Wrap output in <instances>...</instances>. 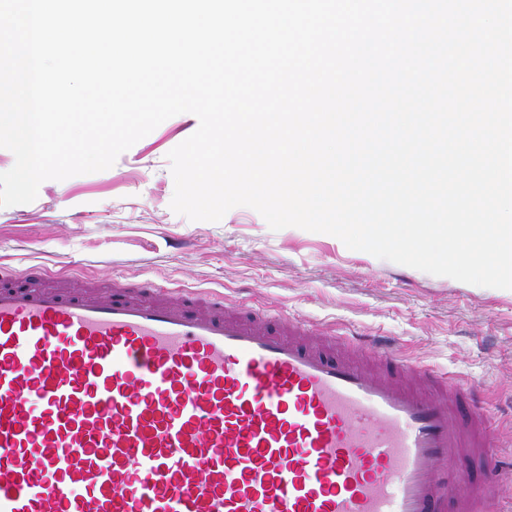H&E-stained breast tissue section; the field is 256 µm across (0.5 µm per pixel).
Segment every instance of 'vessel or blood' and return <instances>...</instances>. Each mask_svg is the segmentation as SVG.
Segmentation results:
<instances>
[{"label":"vessel or blood","mask_w":512,"mask_h":512,"mask_svg":"<svg viewBox=\"0 0 512 512\" xmlns=\"http://www.w3.org/2000/svg\"><path fill=\"white\" fill-rule=\"evenodd\" d=\"M0 280V512H481L498 481L458 375L207 290Z\"/></svg>","instance_id":"1"}]
</instances>
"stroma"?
<instances>
[{
  "instance_id": "1",
  "label": "stroma",
  "mask_w": 512,
  "mask_h": 512,
  "mask_svg": "<svg viewBox=\"0 0 512 512\" xmlns=\"http://www.w3.org/2000/svg\"><path fill=\"white\" fill-rule=\"evenodd\" d=\"M198 126L175 115L111 168L45 181L33 202L0 208V267L61 271L77 285L120 275L208 289L319 328L391 337L409 360L476 384L502 446L512 445V290L379 259L329 234L275 231L246 206L218 222L175 213L167 155Z\"/></svg>"
}]
</instances>
